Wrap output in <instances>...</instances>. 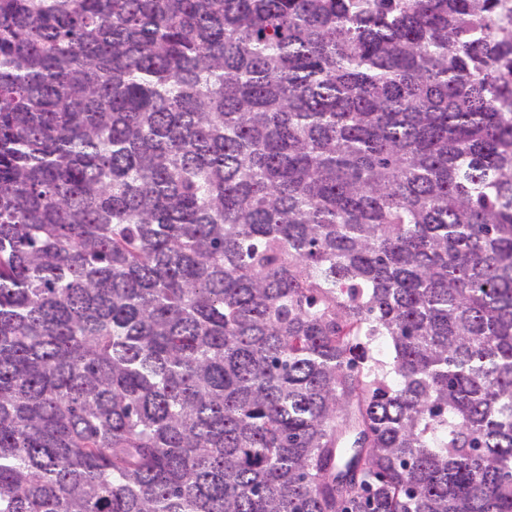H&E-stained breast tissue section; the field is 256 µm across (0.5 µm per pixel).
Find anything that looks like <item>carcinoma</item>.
<instances>
[{"label": "carcinoma", "mask_w": 512, "mask_h": 512, "mask_svg": "<svg viewBox=\"0 0 512 512\" xmlns=\"http://www.w3.org/2000/svg\"><path fill=\"white\" fill-rule=\"evenodd\" d=\"M0 512H512V0H0Z\"/></svg>", "instance_id": "cac0c4a2"}]
</instances>
